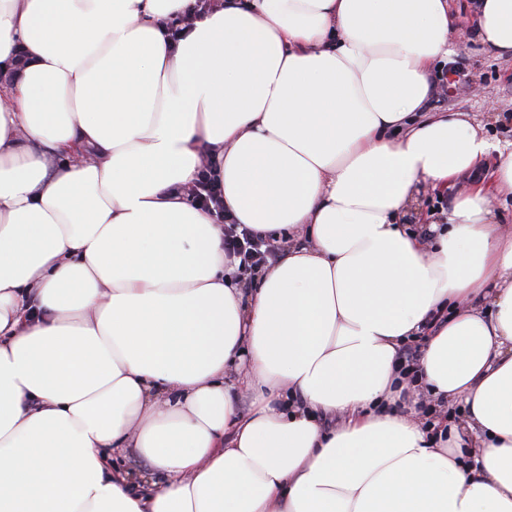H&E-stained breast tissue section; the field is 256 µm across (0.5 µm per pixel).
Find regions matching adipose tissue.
Wrapping results in <instances>:
<instances>
[{"label":"adipose tissue","instance_id":"obj_1","mask_svg":"<svg viewBox=\"0 0 512 512\" xmlns=\"http://www.w3.org/2000/svg\"><path fill=\"white\" fill-rule=\"evenodd\" d=\"M190 3L0 0V512H512V148L424 112L448 0H224L172 41ZM474 9L512 61V0ZM209 155L283 241L249 295ZM423 331L470 438L384 410Z\"/></svg>","mask_w":512,"mask_h":512}]
</instances>
